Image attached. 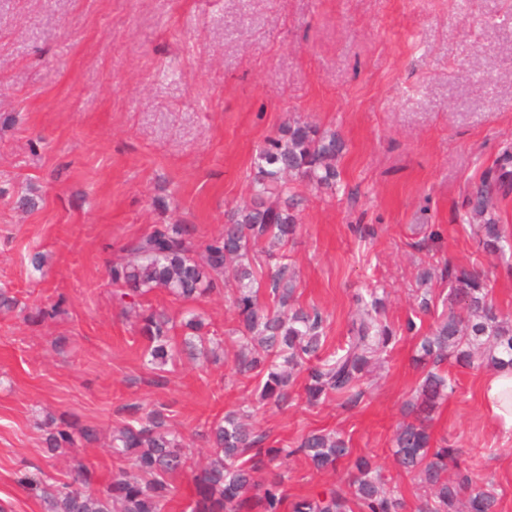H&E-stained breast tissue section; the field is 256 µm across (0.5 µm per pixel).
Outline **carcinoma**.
I'll return each instance as SVG.
<instances>
[{
    "label": "carcinoma",
    "mask_w": 512,
    "mask_h": 512,
    "mask_svg": "<svg viewBox=\"0 0 512 512\" xmlns=\"http://www.w3.org/2000/svg\"><path fill=\"white\" fill-rule=\"evenodd\" d=\"M344 148L334 132H321L302 121L288 125L257 149L251 202L227 212L221 233L202 244L205 260L195 258L196 246L185 225L161 224L121 247L122 256L110 269L112 282L120 286L115 298L133 309L155 288L186 300L227 282L234 288L232 306L239 320L232 333L242 341L239 372L261 378V399L288 402L293 372L298 369L305 373L308 403L334 394L351 406L359 404L368 367L396 339L380 320L383 302L378 290L369 288L356 296L345 346L322 360L323 316L316 309L293 304L296 277L290 265L281 262L284 247L299 228L290 180L335 190L340 183L336 159ZM510 194L511 144L504 148L497 167L474 183L467 197L469 214L482 219L474 230L477 251L489 256L512 251V235L504 234L495 219L499 200ZM260 254L280 260L264 278L256 268ZM441 275L448 282V308L417 345L415 362L423 377L405 404L407 420L397 428L394 456L405 472L430 490L418 512H498L495 489L481 481L458 449L438 444L431 426L440 401L453 389L451 379L440 370L445 362L512 368V319L488 300L486 278L477 269L447 262ZM262 288L269 290L274 308L260 303ZM138 325L148 342L149 364L166 365L172 318L164 310L145 309L138 313ZM184 326L193 333L182 338V351L193 359L208 357L206 338L198 334L201 318L193 314ZM79 437L90 441L95 432L62 421L48 430L47 450L73 448ZM263 441L264 436L237 414H228L211 423L208 463L194 468L182 438L168 430L162 412L151 410L112 431L109 451L129 462V467L105 490L90 488L91 475L81 464L72 482L53 490L38 474L26 475L23 483L40 498L44 512H163L172 493L168 478L188 469L194 473L195 487L190 512H403L397 488L389 486L363 457L356 459L355 473L347 483L321 495L288 499L281 475L263 483L253 479L282 452L262 447ZM287 454L304 456L317 470H334L352 450L343 437L316 431L304 435Z\"/></svg>",
    "instance_id": "obj_1"
}]
</instances>
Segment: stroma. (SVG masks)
Instances as JSON below:
<instances>
[{
  "mask_svg": "<svg viewBox=\"0 0 512 512\" xmlns=\"http://www.w3.org/2000/svg\"><path fill=\"white\" fill-rule=\"evenodd\" d=\"M296 119L338 133L340 187H298L299 230L285 248L295 303L326 319L325 346L347 333L354 295L384 288L383 322L398 332L367 393L349 408L260 400L235 363L230 289L195 300L165 290L141 307L200 315L214 357L145 365L147 343L113 298L110 267L127 241L160 224L186 225L195 243L250 199L255 151ZM512 143V0H0V507L42 512L21 483L48 486L77 465L94 488L123 468L105 444L113 428L164 412L192 460L209 452L217 417L249 408L264 447L335 431L396 484L404 512L424 490L393 456L402 408L422 377L416 336L418 268L479 266L497 310L512 316V253L479 254L465 220L471 183ZM37 201L17 209L18 195ZM440 238H431V230ZM42 253V269L29 261ZM64 311L33 323L23 312L57 299ZM455 389L432 422L491 482L512 512V441L478 398L483 366L448 363ZM77 420L95 441L48 453L47 416ZM280 457L289 496H313L349 471Z\"/></svg>",
  "mask_w": 512,
  "mask_h": 512,
  "instance_id": "stroma-1",
  "label": "stroma"
}]
</instances>
